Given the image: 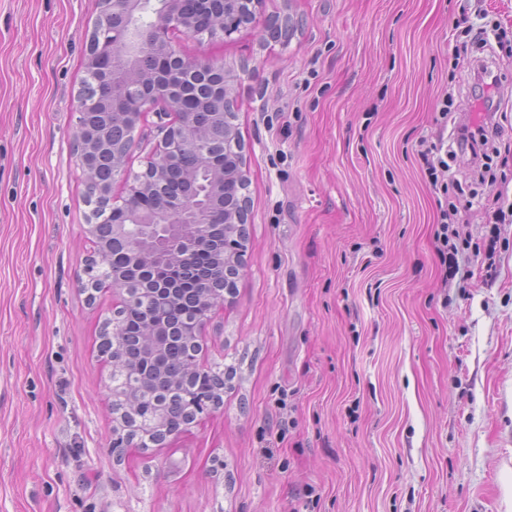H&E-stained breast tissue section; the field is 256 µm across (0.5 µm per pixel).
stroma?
<instances>
[{
  "label": "stroma",
  "mask_w": 512,
  "mask_h": 512,
  "mask_svg": "<svg viewBox=\"0 0 512 512\" xmlns=\"http://www.w3.org/2000/svg\"><path fill=\"white\" fill-rule=\"evenodd\" d=\"M98 0H0V512H512V224L457 229L492 263L442 278L417 142L454 90L456 0H265L223 39L174 30L238 74L246 267L203 330L222 402L163 447L120 433L99 353L124 296L88 292L74 151ZM143 113L113 199L152 159Z\"/></svg>",
  "instance_id": "obj_1"
}]
</instances>
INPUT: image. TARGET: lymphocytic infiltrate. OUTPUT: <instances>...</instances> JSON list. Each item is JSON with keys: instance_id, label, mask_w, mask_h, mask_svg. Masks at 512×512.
<instances>
[{"instance_id": "obj_1", "label": "lymphocytic infiltrate", "mask_w": 512, "mask_h": 512, "mask_svg": "<svg viewBox=\"0 0 512 512\" xmlns=\"http://www.w3.org/2000/svg\"><path fill=\"white\" fill-rule=\"evenodd\" d=\"M499 26L471 23L453 33L452 58L455 64L471 70L476 81V95L485 98V117L481 124L473 126L457 120L456 101L453 92L440 98L434 122L437 134L434 139L423 138L416 151L421 171L435 195L437 219L434 228L436 254L445 276L453 278L460 271L456 230L461 206L481 205L491 210L496 223H512V202L503 193L481 197L465 189L458 180L451 164L466 161L471 167L474 180L483 182L492 175V164L500 157L504 146L503 133L496 97L485 94L486 87L496 84L497 76L486 60L475 56L477 48L489 45L491 38L500 37Z\"/></svg>"}]
</instances>
